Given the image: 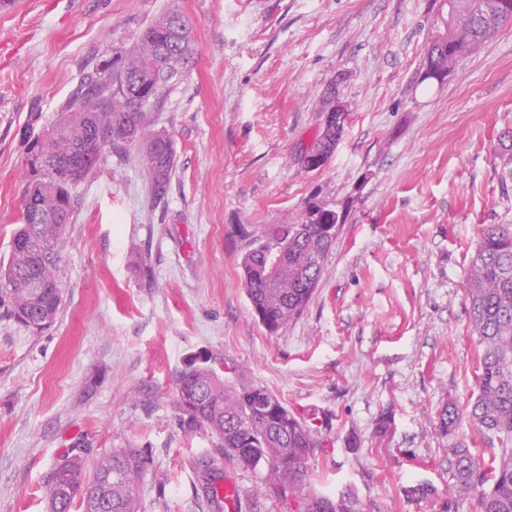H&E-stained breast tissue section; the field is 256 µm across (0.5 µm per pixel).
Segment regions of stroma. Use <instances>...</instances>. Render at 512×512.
<instances>
[{
    "label": "stroma",
    "instance_id": "obj_1",
    "mask_svg": "<svg viewBox=\"0 0 512 512\" xmlns=\"http://www.w3.org/2000/svg\"><path fill=\"white\" fill-rule=\"evenodd\" d=\"M197 53L156 113L175 172L152 197L140 153L77 190L62 305L33 334L0 314V512H48L42 485L71 449H148L141 512H204L203 427L184 428L188 360L236 365L314 424L316 485L364 512H442L447 402L476 394L464 291L487 224H512L499 137L512 131V24L447 82L422 81L445 0H179ZM170 0H0V260L21 222L28 140L101 60L132 48ZM350 109L334 154L303 171L329 86ZM311 198L344 220L303 313L278 332L241 285L258 227ZM392 431L374 436L381 413ZM242 512H269L258 473L217 460ZM426 482L437 496L408 500Z\"/></svg>",
    "mask_w": 512,
    "mask_h": 512
}]
</instances>
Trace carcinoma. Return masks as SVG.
Returning a JSON list of instances; mask_svg holds the SVG:
<instances>
[{"instance_id": "cac0c4a2", "label": "carcinoma", "mask_w": 512, "mask_h": 512, "mask_svg": "<svg viewBox=\"0 0 512 512\" xmlns=\"http://www.w3.org/2000/svg\"><path fill=\"white\" fill-rule=\"evenodd\" d=\"M512 22V0H448L445 32L432 42L448 40V70L475 54L498 29ZM189 31L175 7L144 29L133 50L115 64L101 62L88 85L69 100L65 111L35 138L28 154H49L36 177H24L25 201L45 217L42 224L22 220L8 260L0 263V307L33 332L56 319L62 304L60 252L78 201L76 188L106 157L142 152L149 183L169 186L175 167L174 145L164 131L153 128L152 112L164 100L171 80L182 76L196 53L194 40L178 34ZM140 98L133 111L115 112L113 100ZM101 141L98 162L76 173L69 166ZM339 212L316 201L305 203L288 224H269L255 233L241 257L243 288L260 322L274 333L299 316L321 277L333 239L324 225L334 224ZM279 255L273 277L262 260ZM470 322L478 354L477 394L461 408L450 402L439 417L443 434L455 436L464 423L499 444L498 452L481 461L462 441L449 444L448 502L471 498L476 512H512V224H487L472 256L465 282ZM210 364H189L177 377L178 410L189 427H204L216 438L215 452L242 470L262 472L257 492L267 496L274 512H362L348 493L333 496L315 489L316 478L307 462L322 443L318 431L288 410L271 391L258 386L237 387ZM148 455L141 448H114L84 476L82 451L69 453L43 483L46 500L55 512H71L80 499L83 512H139L138 485ZM202 459V500L218 508L220 479ZM295 508H290L289 502Z\"/></svg>"}]
</instances>
